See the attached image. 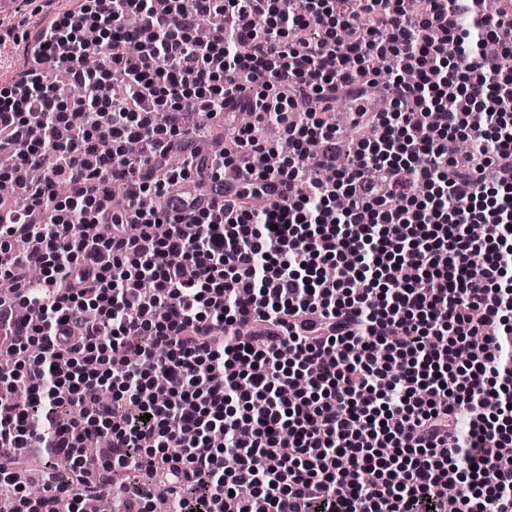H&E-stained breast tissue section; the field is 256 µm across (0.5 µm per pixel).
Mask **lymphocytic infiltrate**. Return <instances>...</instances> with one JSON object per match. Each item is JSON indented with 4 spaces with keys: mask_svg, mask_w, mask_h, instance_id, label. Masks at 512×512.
I'll return each instance as SVG.
<instances>
[{
    "mask_svg": "<svg viewBox=\"0 0 512 512\" xmlns=\"http://www.w3.org/2000/svg\"><path fill=\"white\" fill-rule=\"evenodd\" d=\"M492 3L78 0L53 25L43 50L75 107L42 73L0 89V198L26 199L0 208L13 506L26 484L11 454L33 442L41 512L98 493L151 512L141 473L173 512H446L451 485L456 512H512V14ZM216 14L223 28L200 36ZM352 84L351 122L370 134L340 167L329 116ZM192 112L254 124L205 155ZM269 123L288 154L257 134ZM244 153L267 164L242 168L233 205L139 204L221 187ZM273 181L294 195L250 206ZM101 435L106 457L88 458Z\"/></svg>",
    "mask_w": 512,
    "mask_h": 512,
    "instance_id": "f902f5d3",
    "label": "lymphocytic infiltrate"
}]
</instances>
